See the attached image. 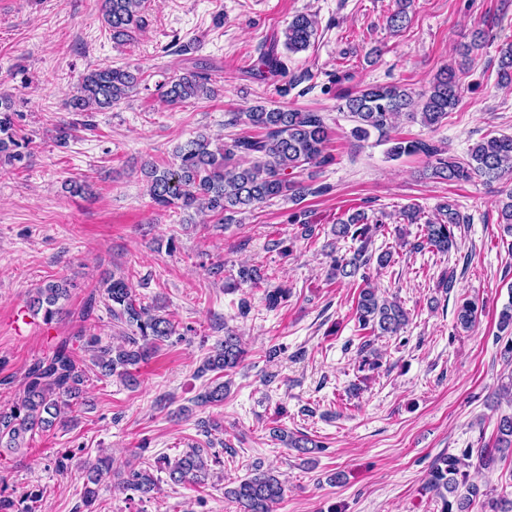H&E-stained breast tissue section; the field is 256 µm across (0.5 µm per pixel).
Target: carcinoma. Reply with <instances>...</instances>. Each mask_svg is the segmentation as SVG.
<instances>
[{
	"mask_svg": "<svg viewBox=\"0 0 512 512\" xmlns=\"http://www.w3.org/2000/svg\"><path fill=\"white\" fill-rule=\"evenodd\" d=\"M144 0H102L104 22L112 31V38L128 41L143 27ZM410 0H398L397 10L387 19L389 27L398 30L408 19ZM316 21L312 15L301 13L293 17L283 32V45L290 53L305 50L315 35ZM278 42L261 50L257 73L261 77L287 73V65L277 52ZM498 82L512 84V43L500 49ZM139 82V76L129 70L111 66L96 67L87 72L70 101L74 112H90L111 107ZM210 77L204 72L189 71L172 79L163 91L165 100L178 105L189 99L210 96ZM462 95L456 71L450 66L441 68L431 84L415 93L399 84H376L356 92L338 96V110L348 114L355 126L351 136L364 141L377 134V141L388 143L387 154L392 159L424 155L428 160L430 177L448 182L469 181L481 177L492 183L504 176H512V135L488 136L472 146L465 158L448 154L447 150L429 140H402L392 135L401 117L416 120L433 129L448 118V112L459 103ZM15 116L12 103L0 97V163L15 166L25 159L13 134ZM224 125L245 126L254 133L243 132L224 142H215L206 135L175 147L174 162L159 168L148 165L144 175L151 200L158 206H175L183 210L209 212L218 224H231L236 216L274 198L301 201L308 195L319 194L321 187H313L314 176L301 180L299 176L311 169H322L335 161L328 151L331 130L326 117L319 112L269 107L258 104L244 112H229ZM503 232L512 236V190L500 202ZM402 216L410 224L423 223L421 240L413 244L416 250L431 248L447 253L455 244L454 229L465 223V217L454 205L443 203L433 219L421 220V210L408 207ZM359 213L348 216L336 225V236L351 238L358 243L352 254L330 255L331 276L367 280L364 270L376 264L387 267L392 252L379 254L370 251L373 236L379 224L363 223ZM69 298L68 281L46 283L35 289L27 307L34 314H42L45 324L52 323L62 310L59 302ZM102 298L112 317L124 321L130 328L124 345L116 348L104 345L97 336L77 332L75 336L60 339L49 355L35 361L24 374L20 395L12 404L0 408V447L23 448L26 439L34 438L53 426L66 425L65 414L83 404L84 387L88 379L87 365H92L103 376H118L133 383V371L147 362L160 345L177 334L175 324L159 313L156 305L144 304L137 298L129 279L123 275L111 276L103 289ZM477 305L462 299L457 308V323L468 328L476 319ZM359 328L372 336L397 334L408 321L407 313L397 302L379 298L372 288L359 291L355 307ZM89 353V360L78 357L76 349ZM244 357L239 337L225 329L224 341L213 347L199 369L200 373L222 374L239 366ZM222 382L204 388L195 398V404L204 407L224 401ZM497 442L501 451L512 448V417L500 418ZM477 454L483 466L495 462L487 448L468 449L463 457L448 455L439 458L431 467L426 482L442 500V512H469L479 488L469 482L464 471L465 460ZM208 452L190 448L175 462H165L164 470L174 485H202L208 477ZM112 475V465L99 459L86 471L83 499L85 507L94 509L98 493L95 486ZM121 488L140 497L151 495L157 480L146 468L130 467L121 478ZM466 487L467 494L457 496L458 488ZM285 494V485L277 472L256 464L247 478L225 490L237 505V512H272ZM454 500H448V495ZM0 512H34L24 500L0 489Z\"/></svg>",
	"mask_w": 512,
	"mask_h": 512,
	"instance_id": "carcinoma-1",
	"label": "carcinoma"
}]
</instances>
